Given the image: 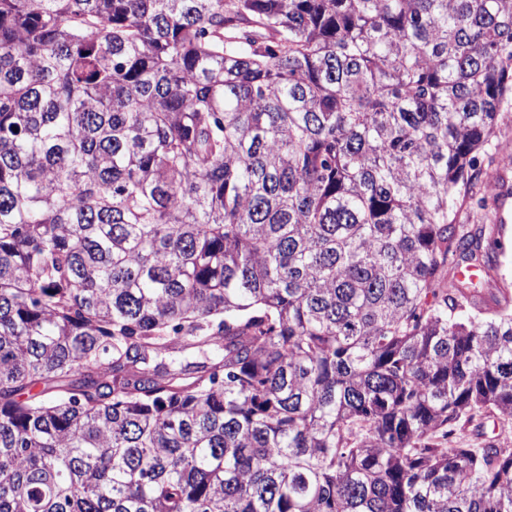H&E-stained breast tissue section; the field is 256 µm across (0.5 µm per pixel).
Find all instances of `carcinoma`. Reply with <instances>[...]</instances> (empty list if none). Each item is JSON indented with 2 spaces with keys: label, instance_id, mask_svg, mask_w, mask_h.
<instances>
[{
  "label": "carcinoma",
  "instance_id": "obj_1",
  "mask_svg": "<svg viewBox=\"0 0 512 512\" xmlns=\"http://www.w3.org/2000/svg\"><path fill=\"white\" fill-rule=\"evenodd\" d=\"M511 105L512 0H0V512H512ZM494 194L489 190L488 186L482 189L474 200H457L454 211H456V219L459 224H482L474 223L476 219L484 221L483 224H497L499 227L498 237L501 239L503 249L498 251L496 259L498 263V274L494 279L484 282V288L494 290L495 288H503L508 286L512 289V222L510 224H501L497 220L499 212V203H494ZM484 197L487 206L484 210L478 209L477 200Z\"/></svg>",
  "mask_w": 512,
  "mask_h": 512
}]
</instances>
